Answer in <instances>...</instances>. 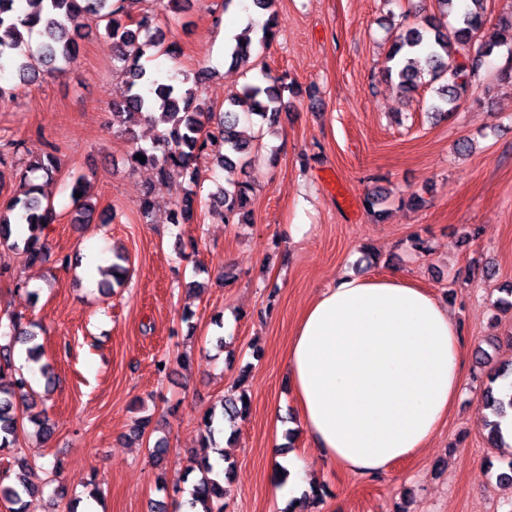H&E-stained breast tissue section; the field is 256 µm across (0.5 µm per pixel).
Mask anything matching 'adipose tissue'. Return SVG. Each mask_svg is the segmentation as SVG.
Wrapping results in <instances>:
<instances>
[{"mask_svg":"<svg viewBox=\"0 0 512 512\" xmlns=\"http://www.w3.org/2000/svg\"><path fill=\"white\" fill-rule=\"evenodd\" d=\"M464 361L447 307L395 269L337 277L302 312L287 352L316 450L362 476L426 447L462 393Z\"/></svg>","mask_w":512,"mask_h":512,"instance_id":"1","label":"adipose tissue"}]
</instances>
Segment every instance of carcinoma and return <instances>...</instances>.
Listing matches in <instances>:
<instances>
[{"mask_svg": "<svg viewBox=\"0 0 512 512\" xmlns=\"http://www.w3.org/2000/svg\"><path fill=\"white\" fill-rule=\"evenodd\" d=\"M276 0H252L259 19H249L242 33L225 43V54L234 66L249 65L252 53L267 46L277 34L274 13ZM456 0H438L444 6L440 16L424 18L420 23L403 28L395 37L386 55V77L396 81L399 92H414L423 75L441 82L435 112H453L459 102L480 79L484 61L506 46L512 51V17L501 18L495 24L487 22L483 0H471V5L457 6ZM55 13L50 25L40 30V40L31 41L30 34L37 26L43 5ZM134 0H0V75H8L20 85H30L44 75L63 70L76 57L77 38L71 30L75 18L89 14L103 24L112 40L114 59L122 63L126 76V91L122 99L112 103V118L123 123L130 121L164 125L155 146H137L130 154L134 167H148L164 180L177 176L189 177V183L198 182V161L209 155L212 147L221 142L224 153L216 158L217 167L224 171L237 164L248 166L253 162L251 149L241 142L235 128L240 118L257 119L261 124L273 126L279 122L284 105V93L292 90L288 75L271 77L246 83L242 91L227 100L224 111L215 112L195 96L193 89H183L192 81L199 83L206 78L205 71L183 78L171 76L161 79L147 69V50L153 48L174 55L176 45H164L165 37L157 25V14L141 12L131 15ZM146 157L145 161L136 155ZM58 169L55 155L48 153L25 165L23 178L40 172L48 180ZM252 187L247 182H231L219 195L213 197V207L224 211L226 224H234L247 216L251 203ZM41 188L29 186L23 196L13 198L0 209V247L21 252L29 261L43 259L45 244L41 233L48 219L55 218L54 205L41 200ZM194 191L185 193L183 204L170 214V223L184 224L192 217ZM24 224L29 231L23 241L11 240L10 225ZM36 324L21 326L20 319L9 317L8 330L3 336L9 344L0 345V377L13 369V349L26 346L33 358L41 346H29L37 333ZM246 393L230 394L221 401V412L210 408L202 419L203 435L195 454L192 470L200 473L193 484L190 507L202 506L203 512H224V499L234 476V464L227 461L224 450L215 439V423L222 419L234 420L248 409L243 397ZM31 385L24 375L3 383L0 381V449L16 444L20 423L16 415L17 403L25 410H32L34 403ZM482 408L489 411L483 429L491 448H507L508 455L488 458V469H497L496 479L501 484L512 485V361L488 375L483 392ZM19 472L15 483L0 484V500L11 505L19 504L25 495H35L43 485L34 481L33 469L26 460L18 459Z\"/></svg>", "mask_w": 512, "mask_h": 512, "instance_id": "cac0c4a2", "label": "carcinoma"}]
</instances>
